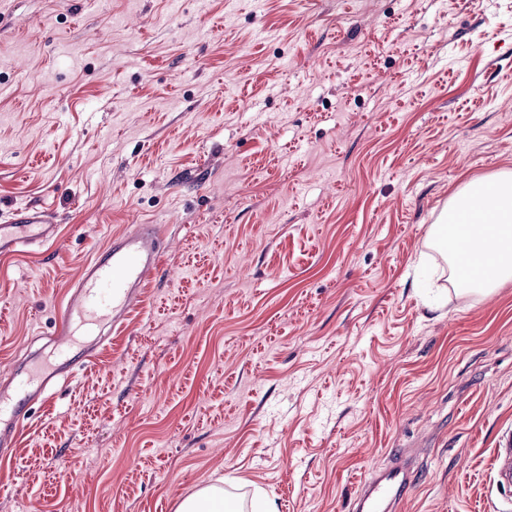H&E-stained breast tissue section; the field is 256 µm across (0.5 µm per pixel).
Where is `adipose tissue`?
<instances>
[{"instance_id":"1","label":"adipose tissue","mask_w":512,"mask_h":512,"mask_svg":"<svg viewBox=\"0 0 512 512\" xmlns=\"http://www.w3.org/2000/svg\"><path fill=\"white\" fill-rule=\"evenodd\" d=\"M493 191L484 198H477L472 190L457 193L441 215L438 224L431 228V241L440 248L451 263L460 290L488 293L499 283L512 279V174L502 173L495 178ZM460 210L484 213L498 223V235L482 239L480 248L493 254L495 262L489 273L475 280L467 276L462 268V252L472 237V227L457 223L455 214Z\"/></svg>"}]
</instances>
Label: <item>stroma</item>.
Listing matches in <instances>:
<instances>
[{
  "instance_id": "obj_1",
  "label": "stroma",
  "mask_w": 512,
  "mask_h": 512,
  "mask_svg": "<svg viewBox=\"0 0 512 512\" xmlns=\"http://www.w3.org/2000/svg\"><path fill=\"white\" fill-rule=\"evenodd\" d=\"M512 171V0H0V379L94 250L163 271L1 464L0 512H176L208 485L351 512H512V280L459 294L429 232ZM58 225L41 210L29 208L13 212L1 220L0 257L34 250L56 239ZM496 453L499 461L497 481L502 484L508 483L512 487V436L510 434L502 439ZM411 465L399 462L365 482L354 500L355 512H392L415 482Z\"/></svg>"
}]
</instances>
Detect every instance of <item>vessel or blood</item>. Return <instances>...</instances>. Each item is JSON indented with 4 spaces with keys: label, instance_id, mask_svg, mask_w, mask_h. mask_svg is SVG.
Returning <instances> with one entry per match:
<instances>
[{
    "label": "vessel or blood",
    "instance_id": "b4317fda",
    "mask_svg": "<svg viewBox=\"0 0 512 512\" xmlns=\"http://www.w3.org/2000/svg\"><path fill=\"white\" fill-rule=\"evenodd\" d=\"M58 227L41 210L29 208L0 220V257L34 250L56 239ZM162 231L157 224H138L111 245L97 251L68 291L60 307L48 360L15 362L0 384V447H13L33 402L47 401L51 386L87 370L94 345L78 348L77 338L119 329L139 301V291L161 270ZM499 482L512 486V436L497 450ZM415 482L411 465L397 463L365 482L354 500V512H394Z\"/></svg>",
    "mask_w": 512,
    "mask_h": 512
}]
</instances>
